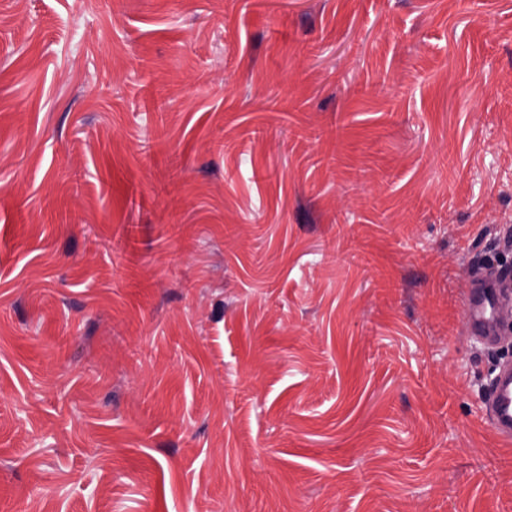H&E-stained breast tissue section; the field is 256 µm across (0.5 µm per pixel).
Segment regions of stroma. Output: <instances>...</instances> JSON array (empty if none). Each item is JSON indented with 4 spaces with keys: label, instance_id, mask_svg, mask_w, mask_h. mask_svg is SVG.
Returning <instances> with one entry per match:
<instances>
[{
    "label": "stroma",
    "instance_id": "35a3bbf8",
    "mask_svg": "<svg viewBox=\"0 0 512 512\" xmlns=\"http://www.w3.org/2000/svg\"><path fill=\"white\" fill-rule=\"evenodd\" d=\"M509 229L512 0H0V512H512ZM493 276H476L463 294V315L472 325L475 339L488 348L499 339L497 326L500 310L512 304V269L500 268ZM482 410L492 429L505 441H512V360L499 361L487 385Z\"/></svg>",
    "mask_w": 512,
    "mask_h": 512
}]
</instances>
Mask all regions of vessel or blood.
<instances>
[{
    "mask_svg": "<svg viewBox=\"0 0 512 512\" xmlns=\"http://www.w3.org/2000/svg\"><path fill=\"white\" fill-rule=\"evenodd\" d=\"M463 315L471 324L475 339L494 347L499 339L500 310L512 304V269L500 268L490 276L475 277L462 297ZM482 410L498 436L512 441V360L499 361L487 385Z\"/></svg>",
    "mask_w": 512,
    "mask_h": 512,
    "instance_id": "obj_1",
    "label": "vessel or blood"
}]
</instances>
